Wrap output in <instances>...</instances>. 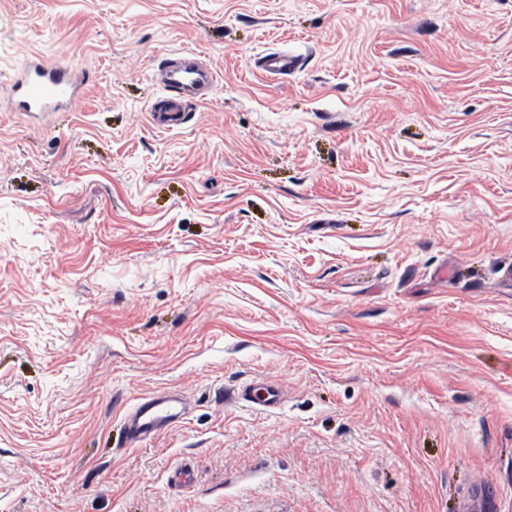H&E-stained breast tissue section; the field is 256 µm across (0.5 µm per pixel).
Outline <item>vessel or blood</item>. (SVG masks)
<instances>
[{
	"mask_svg": "<svg viewBox=\"0 0 512 512\" xmlns=\"http://www.w3.org/2000/svg\"><path fill=\"white\" fill-rule=\"evenodd\" d=\"M299 61L294 55L278 51L258 58L257 65L274 77L293 73ZM158 77L162 94L150 108L156 126L174 129L187 121L186 109L195 100L196 89L212 88L216 76L212 69L199 61L194 53L186 52L165 59ZM14 90L18 95L17 109L21 112H53L67 106L77 94L76 65L52 64L40 57L29 58L22 67ZM244 400L261 399L263 405L280 403V389L271 382L242 388ZM186 411L183 399L165 394L142 398L125 417V430L131 443L145 441L169 427Z\"/></svg>",
	"mask_w": 512,
	"mask_h": 512,
	"instance_id": "obj_1",
	"label": "vessel or blood"
}]
</instances>
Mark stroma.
Masks as SVG:
<instances>
[{"instance_id": "obj_1", "label": "stroma", "mask_w": 512, "mask_h": 512, "mask_svg": "<svg viewBox=\"0 0 512 512\" xmlns=\"http://www.w3.org/2000/svg\"><path fill=\"white\" fill-rule=\"evenodd\" d=\"M510 269L512 0H0V512H512ZM257 66L270 76H288L299 64L297 57L287 51L265 54L256 61ZM186 52L165 59L157 76L162 83V94L148 112L152 122L164 129L178 128L187 122L186 109L196 102L194 90L205 88L208 92L216 82L212 69ZM14 90L19 112H54L77 94V66L51 64L39 56L22 67ZM261 394L260 401L266 407H276L280 403V389L279 386L271 382H262L255 385L245 386L241 389L239 397L243 400L251 401L258 394ZM186 411L179 397L156 394L142 398L125 417V430L132 444L145 441L169 427Z\"/></svg>"}]
</instances>
